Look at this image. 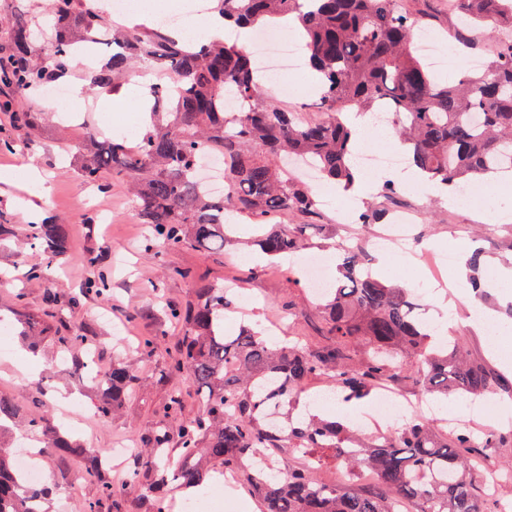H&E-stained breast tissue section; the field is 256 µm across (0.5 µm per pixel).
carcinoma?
<instances>
[{
	"label": "carcinoma",
	"instance_id": "cac0c4a2",
	"mask_svg": "<svg viewBox=\"0 0 512 512\" xmlns=\"http://www.w3.org/2000/svg\"><path fill=\"white\" fill-rule=\"evenodd\" d=\"M454 2V15L468 20L453 28L454 39L466 42L469 32L482 29L496 38V52L480 70L446 82L417 55L419 20L398 0H217L228 29L294 18L320 78L312 107L322 116L303 122L263 103L261 71L235 40L192 44L162 29L114 30L91 0H48L53 33L47 53L35 50L29 12L20 9L12 20L0 21L14 59V67L0 73V106L11 112L17 136L33 141L40 118L26 109L29 99L47 80L65 75L74 51L85 46L111 48L89 75L93 94L119 93L133 61L165 74L167 81L149 88L152 125L137 141L118 135L101 140L90 130L71 145L78 176L101 192L114 178L129 182L138 217L152 230L150 247L158 241L173 249L222 252L224 229L245 216L256 228L250 244L261 254L295 256L306 230L321 225L288 226L275 219L314 218L319 205L285 159L311 160L322 178L349 187L360 173L349 113L387 110L409 163L438 188L512 173V40L501 37L512 28V0ZM204 153L224 159L222 196L205 191L195 177ZM25 239L39 256L24 272L28 280L48 278L70 251L65 224H31ZM340 250L341 277L322 308L327 336L315 345L271 343L249 328L224 335V287L198 283L189 269L170 271L194 287L193 299L170 307L167 316L185 328L173 368L187 373L200 401L198 413L190 414L182 395L170 394L163 417L177 420V430L162 423L143 440L131 484L141 496H154L153 512H167L160 489L197 490L212 471L248 485L262 512H396L398 500L415 504L417 512H484L470 432L442 438L434 425L411 415L389 434L362 436L348 422L293 417L298 395L314 380L348 403L370 396L383 381H397L412 359L418 362L415 384L436 399L512 397V379L465 360L458 343L441 339L437 327L417 316L409 289L376 276L368 253L343 245ZM83 294L107 298V275H93ZM21 324V336L36 347L44 328L30 317ZM359 345L367 358L354 363L350 350ZM138 383L131 364L113 359L96 382L100 419H109ZM19 417L20 408L0 394V432ZM24 421L61 460L83 459L82 477H100V454H89L55 418L31 413ZM270 448L280 454L256 468ZM305 453L318 469L332 463L349 472L370 468L376 484L327 482L300 463ZM52 492L48 484L30 493L21 488L12 455L0 448V512H45ZM114 496L111 484L102 482L99 498L85 503L83 512H103Z\"/></svg>",
	"mask_w": 512,
	"mask_h": 512
}]
</instances>
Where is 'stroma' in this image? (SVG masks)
I'll use <instances>...</instances> for the list:
<instances>
[{"mask_svg":"<svg viewBox=\"0 0 512 512\" xmlns=\"http://www.w3.org/2000/svg\"><path fill=\"white\" fill-rule=\"evenodd\" d=\"M185 0H127L125 13L112 14L116 26L156 27L165 16L180 11ZM66 81L74 89L65 105H52L43 115L40 138L35 143L15 140L10 150H0V169L16 170L18 177L10 183L0 182V215L18 228L54 219L70 230L71 249L62 269L53 271L47 284L17 280V268L24 265L30 250L23 237L0 243V314L41 316L46 290L56 291L60 305L49 323L63 331L83 328L94 338L93 349L99 363L110 364L113 357H126L136 368L141 383L124 401L119 412L108 421L97 418L94 389L89 381L72 375L62 357L63 349L54 336H47L37 353L32 354L27 371L16 362L22 353L16 331L0 332V343L10 353L0 356V392L13 396L28 410H45L54 418L69 415L73 433L88 451L98 452L114 446L131 434L144 435L155 427L160 407L172 392L183 395L188 411H196L194 388L185 373L173 371L171 362L181 334L179 327L166 317L167 307L180 305L193 297L192 285L170 276L173 268H190L206 282L235 283L233 310L224 314V332L236 334L240 326L255 328L276 321L280 336H303L317 341L325 334V323L315 300L303 286L301 265L282 262L278 271L267 272L265 261L245 245H227L220 254L202 253L190 248L167 249L148 246L147 232L137 215L136 201L126 182H113L108 192L90 187L77 175L69 149L81 136L85 126L109 129L136 136L138 115L118 106L115 95L102 93L90 98L84 68L71 69ZM73 110L77 121L58 120L59 110ZM35 167L46 177L44 188L31 185L25 173ZM512 203V182L500 177L495 185L486 186L473 202H456L437 196L423 185L407 191L405 203L420 211L416 225L423 244L452 252L469 242H477L486 252L479 270L465 261H455L450 268L447 288L428 283L422 265L401 269L380 252H373V268L385 281L411 289L426 318L441 315L437 296H444L454 307L447 333L459 343L468 360L485 363L512 378V338L492 342L485 330L471 317L470 303L457 280L478 277L487 297L483 307L495 317H502L511 304L497 286V267L512 268V222L492 220L490 199ZM323 231L307 232V252L329 259L337 244L367 245L372 226L355 224L345 227L332 221L329 212H321ZM98 255L99 268L112 277V293L106 300H87L71 308L69 297L79 295L95 267L89 255ZM144 336L158 337L155 348L142 349L138 341ZM466 402L449 399L447 415L457 417L463 428L481 435L497 431L503 448L487 449V457L501 460L512 452V399L492 395L481 414L463 415ZM39 462L47 476L54 479L56 492L49 503L50 512H79V504L99 496L97 479L77 480L83 468L79 459L61 461L56 450L41 445Z\"/></svg>","mask_w":512,"mask_h":512,"instance_id":"stroma-1","label":"stroma"}]
</instances>
